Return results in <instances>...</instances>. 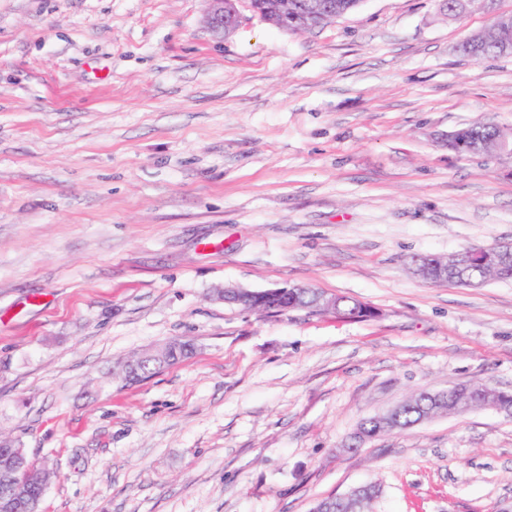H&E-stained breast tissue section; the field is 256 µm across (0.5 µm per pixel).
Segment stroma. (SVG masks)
<instances>
[{
  "mask_svg": "<svg viewBox=\"0 0 512 512\" xmlns=\"http://www.w3.org/2000/svg\"><path fill=\"white\" fill-rule=\"evenodd\" d=\"M362 0L311 33L206 0H0V434L57 476L42 512H507L512 418L476 408L344 443L422 391L512 392V281L431 284L415 255L512 242L491 18ZM308 286L375 317L253 312ZM196 352L138 383L121 364ZM276 1L271 8L260 10L255 0H207V24L215 35H229L239 24L242 4H246L249 10L265 23L282 30L288 31L289 27L292 32L291 29H296L304 23V17L298 13L288 15V8L281 4L283 0ZM288 20H291V25H288ZM466 128L468 130L462 135L463 138L466 139L465 145L468 144V142L470 140H473L475 135L481 136V138L486 142L491 140V148L494 147V144L497 141V139H506L505 138L506 135L499 129L498 126H496L495 124H492V123L478 122V123H474L472 125H468V126H466ZM511 138H512V136L510 135V137H508L509 144L510 143L512 144V141H510ZM508 139H506V140H508ZM509 144L507 142L499 143L498 145H496L494 147L495 151L488 155L506 154V155L511 156L512 150H511V146H509ZM305 288V286L280 287L263 291H254L245 288L225 287L221 290L220 297L224 303L236 304L247 310H254L258 306H263L265 311L289 312V307L279 306L271 301L288 291ZM376 497H365L359 504L348 499H336L335 505L319 504L313 512H374L375 511Z\"/></svg>",
  "mask_w": 512,
  "mask_h": 512,
  "instance_id": "35a3bbf8",
  "label": "stroma"
}]
</instances>
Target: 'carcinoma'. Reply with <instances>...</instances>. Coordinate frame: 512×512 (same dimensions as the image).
I'll list each match as a JSON object with an SVG mask.
<instances>
[{"instance_id": "carcinoma-1", "label": "carcinoma", "mask_w": 512, "mask_h": 512, "mask_svg": "<svg viewBox=\"0 0 512 512\" xmlns=\"http://www.w3.org/2000/svg\"><path fill=\"white\" fill-rule=\"evenodd\" d=\"M331 4L325 13L308 19V29L316 30L334 21L344 13L354 11L362 0H324ZM512 54V15H507V21L493 24L487 31L479 35L476 43L469 46L466 55L473 59L504 56ZM479 135L488 142H496L504 138V133L492 123L478 122L467 126L463 138L470 141ZM462 278L473 286H480L493 279L512 280V265L504 268H491L479 260L465 263L461 267ZM195 343L190 339H182L168 358L161 362L145 354L133 355L127 359L132 367L133 377L129 383L133 384L152 374L165 365L193 353ZM461 394L468 396L475 406H481L488 399H496L503 403L512 404V394L494 391L482 383L473 382L458 386L448 391V399L434 402L426 392L417 394V400L406 401L398 405L400 428L405 429L414 425L421 416V412L430 409L437 415H446L456 410L457 397ZM25 452V449L12 446V441L0 439V512H31L40 510L44 493L53 477V472L47 468H38L30 461H25L21 468L13 464L12 454ZM376 497L368 496L356 503L348 499L336 500L335 512H375Z\"/></svg>"}]
</instances>
